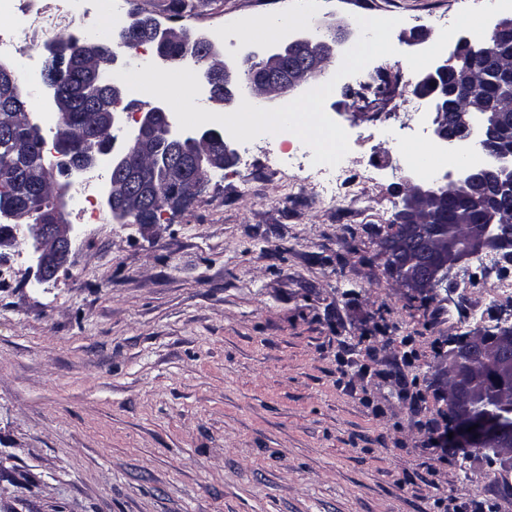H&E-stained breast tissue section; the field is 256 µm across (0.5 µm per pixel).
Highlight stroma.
Instances as JSON below:
<instances>
[{
  "instance_id": "stroma-1",
  "label": "stroma",
  "mask_w": 512,
  "mask_h": 512,
  "mask_svg": "<svg viewBox=\"0 0 512 512\" xmlns=\"http://www.w3.org/2000/svg\"><path fill=\"white\" fill-rule=\"evenodd\" d=\"M130 13L205 33L235 59L279 45L228 43L218 26L293 0H128ZM484 0H320L295 32L348 28L366 7L396 18L395 54L339 80L325 107L346 163L378 160L359 200L328 207L303 174L235 157L156 223H79L77 188L101 195L107 164L57 174L69 264L40 284L28 254L0 268V512H512V475L488 455L441 464L430 425L450 342L512 319L497 283L512 265L466 262L449 290L396 285L379 241L414 177L408 139L432 145L426 103L404 82L405 38ZM28 0L24 43L44 75L47 43L73 30Z\"/></svg>"
}]
</instances>
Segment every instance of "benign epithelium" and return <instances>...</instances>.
Returning a JSON list of instances; mask_svg holds the SVG:
<instances>
[{"label": "benign epithelium", "mask_w": 512, "mask_h": 512, "mask_svg": "<svg viewBox=\"0 0 512 512\" xmlns=\"http://www.w3.org/2000/svg\"><path fill=\"white\" fill-rule=\"evenodd\" d=\"M502 37L494 50L487 47L489 35ZM148 41L157 49V66L166 68L171 59L166 48H181L179 62H189L200 74L199 84L208 99L226 105V97L245 92L255 100L282 97L304 83L326 74L345 36L335 33L327 40L300 34L284 45L261 53L248 51L234 60L220 59L219 46L202 33L152 21ZM81 69L100 77L112 75L125 47L116 39L104 50L93 42L81 43ZM253 62L258 72L239 79ZM508 84L512 82V17L490 21L483 38L463 34L448 43V52L435 59L428 70L416 77L418 95L428 100L432 114L430 131L443 149L456 152L479 151L502 129L512 126V111L501 99L483 94L464 95V90L481 77L482 68ZM452 79L444 80L447 73ZM0 93L15 97L8 119L0 123V142L8 147V159L17 172L15 183L35 189L51 201L48 209L29 205L0 209V219L15 224L13 236L0 240V249L29 244L32 265L29 273L40 283L53 280L69 262L73 225L66 222L58 197L54 168L83 173L108 158L110 175L102 200L111 210L113 222H138V215L152 200L159 206L172 204L195 190L200 182L191 171L196 166L208 176L228 166L237 150L209 127L182 130L161 101L147 105L139 113L138 125L117 142L114 131L124 127V89L116 80L107 83L105 93L91 102L93 121L89 126L70 119V101L62 92L54 93L59 114L54 140L57 161L26 164L35 146L17 135L33 126L27 104L15 90L13 73L0 67ZM104 137L98 148L93 134ZM190 149L191 164L181 157ZM162 172L170 186L166 194L139 176L140 166ZM467 205L456 210L448 231L442 223L444 209L453 198ZM484 212L512 217V153L488 155L480 168L446 172L431 183L405 180L402 207L379 246L389 271L402 286L420 294L432 292L471 258L486 250L498 252L512 264V220L507 223H475L474 214ZM440 392L447 397L455 415L453 446L494 457L505 472L512 473V323L478 325L458 339L436 377Z\"/></svg>", "instance_id": "obj_1"}]
</instances>
